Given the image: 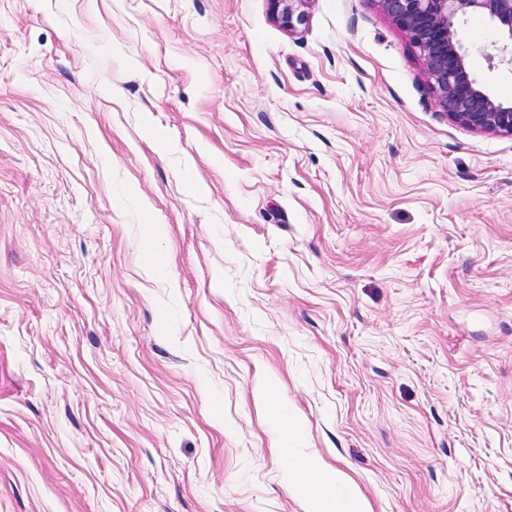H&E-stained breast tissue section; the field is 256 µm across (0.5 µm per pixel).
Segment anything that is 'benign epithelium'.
<instances>
[{
    "instance_id": "7a95c632",
    "label": "benign epithelium",
    "mask_w": 512,
    "mask_h": 512,
    "mask_svg": "<svg viewBox=\"0 0 512 512\" xmlns=\"http://www.w3.org/2000/svg\"><path fill=\"white\" fill-rule=\"evenodd\" d=\"M272 22L288 33L306 24L314 0H267ZM419 54L437 106L452 122L474 133L512 136V101L493 95L471 73L458 36L468 17L489 21L496 39L485 49L491 68L512 70V0H375Z\"/></svg>"
}]
</instances>
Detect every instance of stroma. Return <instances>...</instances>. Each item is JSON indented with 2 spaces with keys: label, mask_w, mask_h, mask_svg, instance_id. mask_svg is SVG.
I'll list each match as a JSON object with an SVG mask.
<instances>
[{
  "label": "stroma",
  "mask_w": 512,
  "mask_h": 512,
  "mask_svg": "<svg viewBox=\"0 0 512 512\" xmlns=\"http://www.w3.org/2000/svg\"><path fill=\"white\" fill-rule=\"evenodd\" d=\"M291 456L512 512V136L376 0H0V512H306ZM272 22L288 33H298L306 24L313 0H267Z\"/></svg>",
  "instance_id": "stroma-1"
}]
</instances>
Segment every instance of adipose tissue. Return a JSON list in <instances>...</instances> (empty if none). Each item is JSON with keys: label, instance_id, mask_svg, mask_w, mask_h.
<instances>
[{"label": "adipose tissue", "instance_id": "adipose-tissue-1", "mask_svg": "<svg viewBox=\"0 0 512 512\" xmlns=\"http://www.w3.org/2000/svg\"><path fill=\"white\" fill-rule=\"evenodd\" d=\"M289 473L286 491L304 498L307 512H370L361 493L337 497V489L347 486L348 481L321 459L310 457L290 463Z\"/></svg>", "mask_w": 512, "mask_h": 512}]
</instances>
